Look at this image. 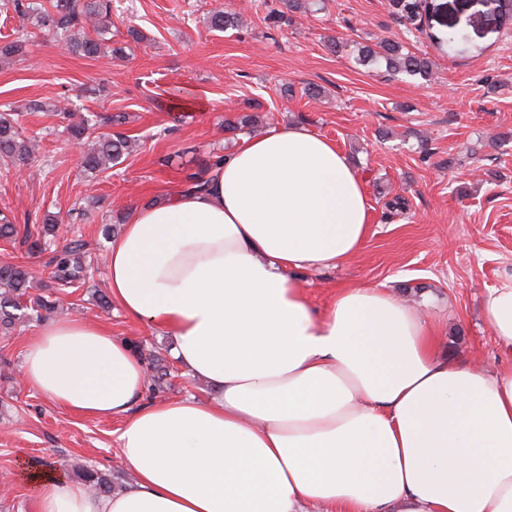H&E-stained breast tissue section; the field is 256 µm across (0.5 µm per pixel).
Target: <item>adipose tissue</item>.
Returning <instances> with one entry per match:
<instances>
[{
    "label": "adipose tissue",
    "mask_w": 512,
    "mask_h": 512,
    "mask_svg": "<svg viewBox=\"0 0 512 512\" xmlns=\"http://www.w3.org/2000/svg\"><path fill=\"white\" fill-rule=\"evenodd\" d=\"M364 180L303 126L241 138L205 191L139 205L107 255L129 320L209 383L138 404L144 362L95 319L46 323L22 377L58 408L120 419L134 482L95 495L32 467V512H512V366H454L422 308L374 284L314 309L304 271L355 257ZM484 319L512 348V275Z\"/></svg>",
    "instance_id": "ef3b65f1"
}]
</instances>
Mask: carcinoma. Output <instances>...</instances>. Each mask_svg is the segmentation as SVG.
Listing matches in <instances>:
<instances>
[{
  "label": "carcinoma",
  "instance_id": "obj_1",
  "mask_svg": "<svg viewBox=\"0 0 512 512\" xmlns=\"http://www.w3.org/2000/svg\"><path fill=\"white\" fill-rule=\"evenodd\" d=\"M284 9L273 16L276 23L292 21V14L301 9L299 0H282ZM16 13L32 21L39 32L53 39L63 40L76 54L95 59L106 54L108 45L105 35L112 11V0H13ZM208 24L214 31H222L239 24L238 16L225 10L214 9L209 12ZM363 60L383 61L386 69L418 76L425 81L434 78L431 62L419 57L398 43L381 41L376 47H364L361 50ZM23 113L12 109L0 111V164L5 171L19 165H27L38 160L36 140L22 132ZM94 120L68 125L71 141L82 144L92 139L91 147L82 156L80 165L90 173H101L121 162L123 157L131 155L138 144L136 141L110 132L92 135ZM216 161L211 159L197 171L185 177L184 188L200 190L209 183L210 174ZM58 220L49 216L42 223L30 226L15 224L8 217L0 218V239L21 244L41 245V240L55 236ZM85 243L72 240L52 251V256L34 275L29 266L18 263H0V328L8 331L15 325L42 321L57 314L59 299L52 294L42 293V289L53 283L61 288H70L86 283L89 278V264L84 255ZM38 289L40 293L31 294ZM84 485L93 493L112 492V480L109 475L94 469H85L81 474Z\"/></svg>",
  "mask_w": 512,
  "mask_h": 512
}]
</instances>
